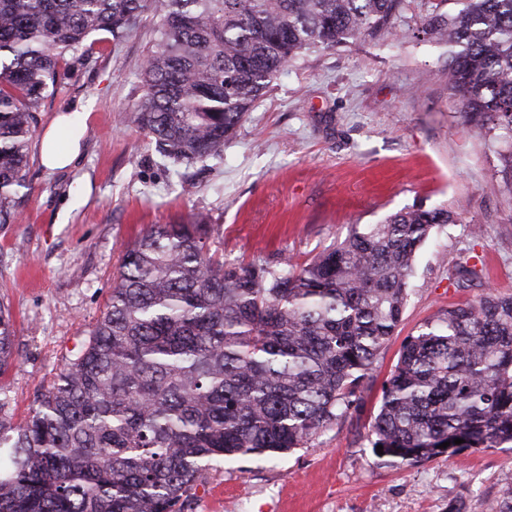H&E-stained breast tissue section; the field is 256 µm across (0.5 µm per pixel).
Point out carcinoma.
I'll return each mask as SVG.
<instances>
[{
	"instance_id": "carcinoma-1",
	"label": "carcinoma",
	"mask_w": 512,
	"mask_h": 512,
	"mask_svg": "<svg viewBox=\"0 0 512 512\" xmlns=\"http://www.w3.org/2000/svg\"><path fill=\"white\" fill-rule=\"evenodd\" d=\"M409 2L0 0V225L19 220L61 62L89 65L92 34L118 48L156 19L142 96L119 122L145 131L178 175L221 157L302 53L390 34ZM421 29L447 48L448 90L500 143L512 183V0L437 5ZM454 223L444 206L404 208L279 268L215 258L202 214L151 226L124 247L105 310L24 421L0 386V512H185L207 462L308 445L360 405L419 250ZM14 336L0 302V376ZM371 436L402 465L512 445V294L490 288L405 339Z\"/></svg>"
}]
</instances>
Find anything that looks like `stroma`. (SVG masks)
<instances>
[{"label":"stroma","mask_w":512,"mask_h":512,"mask_svg":"<svg viewBox=\"0 0 512 512\" xmlns=\"http://www.w3.org/2000/svg\"><path fill=\"white\" fill-rule=\"evenodd\" d=\"M432 3L411 0L395 35L297 60L225 144L223 161L195 166L188 185L159 164L142 132L117 122L142 94L150 28L118 48L109 33L93 34V62L72 67L39 114L44 131L73 113L82 154L50 170L34 139L22 219L0 226V300L18 352L0 384L16 419L103 312L123 246L151 225L207 214L211 251L275 268L309 261L353 225L444 206L456 221L421 248L402 320L363 382L362 409L308 447L209 462L187 512H450L456 503L489 512L512 487V448L399 466L371 445L381 386L405 338L488 287L512 293V190L495 147L450 94L445 47L406 36ZM476 256L480 277L462 278L459 265Z\"/></svg>","instance_id":"1"}]
</instances>
